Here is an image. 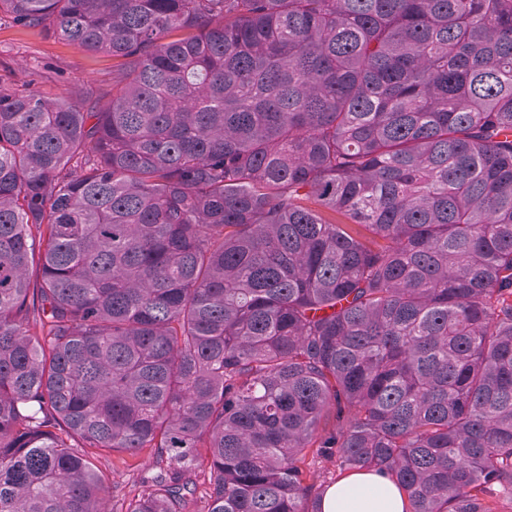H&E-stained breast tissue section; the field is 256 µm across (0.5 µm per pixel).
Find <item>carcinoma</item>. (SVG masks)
Instances as JSON below:
<instances>
[{
  "label": "carcinoma",
  "mask_w": 512,
  "mask_h": 512,
  "mask_svg": "<svg viewBox=\"0 0 512 512\" xmlns=\"http://www.w3.org/2000/svg\"><path fill=\"white\" fill-rule=\"evenodd\" d=\"M118 59L0 85V512L512 503V0H0ZM39 259L40 281L29 265ZM93 461L112 484L108 509L121 511L122 499H130L145 489L143 481L152 475V456L150 449H145L136 457H128L104 450H91ZM322 512H405L406 497L384 473L372 469L350 473L328 487Z\"/></svg>",
  "instance_id": "cac0c4a2"
}]
</instances>
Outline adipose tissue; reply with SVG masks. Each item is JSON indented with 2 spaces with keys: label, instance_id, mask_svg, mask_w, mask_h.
Here are the masks:
<instances>
[{
  "label": "adipose tissue",
  "instance_id": "adipose-tissue-1",
  "mask_svg": "<svg viewBox=\"0 0 512 512\" xmlns=\"http://www.w3.org/2000/svg\"><path fill=\"white\" fill-rule=\"evenodd\" d=\"M322 512H406L408 501L384 473L372 469L350 473L328 487Z\"/></svg>",
  "mask_w": 512,
  "mask_h": 512
}]
</instances>
